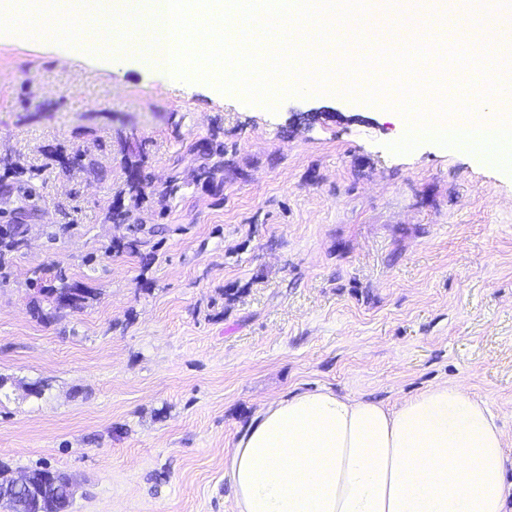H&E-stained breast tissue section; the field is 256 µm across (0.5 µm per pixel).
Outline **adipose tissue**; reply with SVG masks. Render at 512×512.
<instances>
[{
	"instance_id": "ef3b65f1",
	"label": "adipose tissue",
	"mask_w": 512,
	"mask_h": 512,
	"mask_svg": "<svg viewBox=\"0 0 512 512\" xmlns=\"http://www.w3.org/2000/svg\"><path fill=\"white\" fill-rule=\"evenodd\" d=\"M487 402L437 384L388 406L327 388L265 403L225 475L236 512H512Z\"/></svg>"
}]
</instances>
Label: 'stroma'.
I'll list each match as a JSON object with an SVG mask.
<instances>
[{"mask_svg":"<svg viewBox=\"0 0 512 512\" xmlns=\"http://www.w3.org/2000/svg\"><path fill=\"white\" fill-rule=\"evenodd\" d=\"M403 133L350 98L271 111L0 38V177L41 171L0 284V467L74 475L72 512H236L225 460L265 403L328 388L392 405L446 382L487 401L512 446V174L429 140L392 153ZM207 138L233 163L210 185L190 150ZM125 140L147 155L137 216L157 233L91 269L133 236L106 219ZM52 263L97 299L55 310L26 284ZM148 241H142L138 237L132 239H112V242L102 248V254L90 253L83 258L84 265L94 266L102 256H112V253L119 254L124 252L137 253L139 247L147 244Z\"/></svg>","mask_w":512,"mask_h":512,"instance_id":"35a3bbf8","label":"stroma"}]
</instances>
